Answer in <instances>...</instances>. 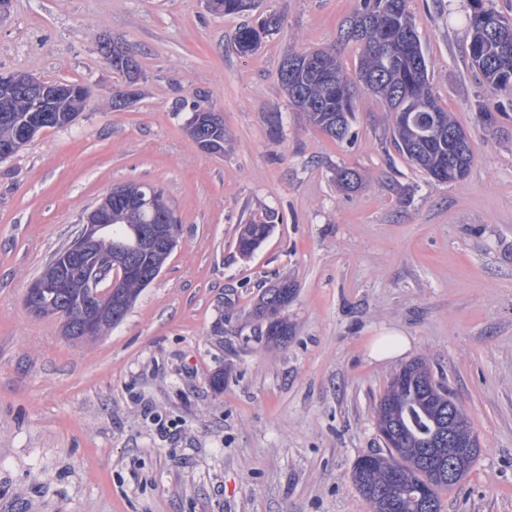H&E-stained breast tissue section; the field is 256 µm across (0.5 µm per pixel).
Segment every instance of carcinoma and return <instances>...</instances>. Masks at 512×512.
<instances>
[{
	"label": "carcinoma",
	"instance_id": "1",
	"mask_svg": "<svg viewBox=\"0 0 512 512\" xmlns=\"http://www.w3.org/2000/svg\"><path fill=\"white\" fill-rule=\"evenodd\" d=\"M215 10L238 14L255 8L254 0H214ZM469 57L477 58L484 82L494 91L512 92V24L493 6V0H469ZM279 28L275 17H265L255 25L242 26L236 35V47L242 54L253 53L262 40ZM346 41L359 47L358 67L354 75L343 70L336 55L315 50L288 54L280 65L279 80L288 101L305 114L309 124L336 141L351 137V122L356 111V87L379 96L391 112L394 143L399 151L431 180L446 183L458 179L455 167L468 174L473 153L465 130L443 109L432 95L429 61L415 26L405 10V0H360V8L346 21L341 32ZM112 69L125 80L112 106L121 109L130 88L140 77L133 52L112 44ZM25 77L11 90L12 111L0 112V142L10 136L13 126L38 122L41 113L25 110L28 89ZM82 98L57 95L46 102L50 120L42 127H66L73 122L74 111ZM209 125L201 132L192 121L186 131L203 150L224 151V122L214 112L206 113ZM336 182L352 191L362 184L361 176L350 169L336 172ZM163 202L154 210L145 208L137 215L127 213V204H112V224L103 232L101 246L130 249L140 224L178 223L163 191L152 185L129 184V192L148 196V191ZM271 225L252 222L244 225L237 238L240 254L254 253L269 236ZM148 281L127 280L112 299L114 322L106 321L99 335L122 322ZM294 288L284 280L266 289L253 314L268 323L266 336L281 341L288 336V321L282 311L293 298ZM83 294L70 288L62 294L54 288L42 291L37 304L47 310H62L63 334L82 340L84 323L81 311ZM382 421L397 432L401 453L382 456L375 453L356 461L353 481L361 495L372 501L385 499L391 512H440L439 491L448 484V457L464 463L469 470L473 461L463 462L458 446L448 447V392L433 382L425 363L414 361L400 370L379 403Z\"/></svg>",
	"mask_w": 512,
	"mask_h": 512
}]
</instances>
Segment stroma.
I'll list each match as a JSON object with an SVG mask.
<instances>
[{
    "mask_svg": "<svg viewBox=\"0 0 512 512\" xmlns=\"http://www.w3.org/2000/svg\"><path fill=\"white\" fill-rule=\"evenodd\" d=\"M358 5L10 0L0 72L91 96L72 125L0 160V512H371L353 467L382 447L375 408L417 359L481 441L442 512H512V95L471 65L468 0H407L432 91L469 136V173L429 180L363 90L351 139H331L289 104L279 66L331 49L354 72L340 30ZM269 14L279 30L240 54L238 27ZM108 38L141 70L120 110ZM199 92L223 118L222 153L186 132ZM344 168L360 188L338 187ZM139 182L174 205L178 246L121 323L71 341L25 308L27 286L103 194ZM254 220L271 231L245 257L236 240ZM282 280L295 295L273 342L252 309ZM390 328L410 351L372 360Z\"/></svg>",
    "mask_w": 512,
    "mask_h": 512,
    "instance_id": "obj_1",
    "label": "stroma"
}]
</instances>
